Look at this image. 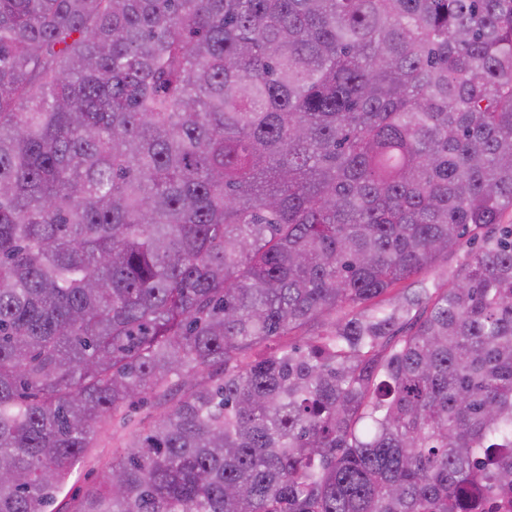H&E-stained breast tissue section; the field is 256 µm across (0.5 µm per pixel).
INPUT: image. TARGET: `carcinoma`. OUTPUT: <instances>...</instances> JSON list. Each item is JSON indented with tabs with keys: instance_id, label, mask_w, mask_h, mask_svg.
<instances>
[{
	"instance_id": "1",
	"label": "carcinoma",
	"mask_w": 512,
	"mask_h": 512,
	"mask_svg": "<svg viewBox=\"0 0 512 512\" xmlns=\"http://www.w3.org/2000/svg\"><path fill=\"white\" fill-rule=\"evenodd\" d=\"M147 393L73 512H512V0H0V512Z\"/></svg>"
}]
</instances>
